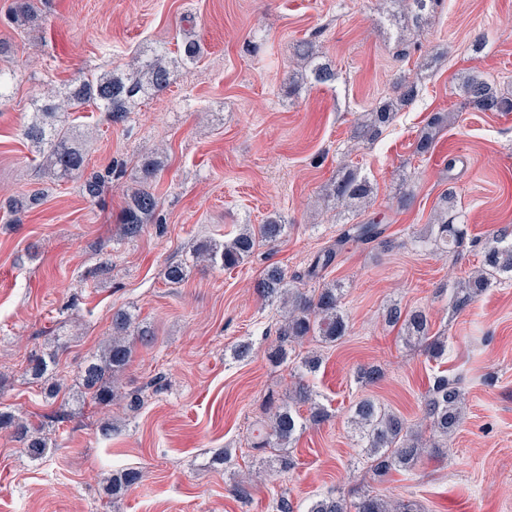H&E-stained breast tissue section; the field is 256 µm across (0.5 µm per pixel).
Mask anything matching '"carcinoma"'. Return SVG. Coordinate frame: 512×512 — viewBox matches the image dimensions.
<instances>
[{"mask_svg": "<svg viewBox=\"0 0 512 512\" xmlns=\"http://www.w3.org/2000/svg\"><path fill=\"white\" fill-rule=\"evenodd\" d=\"M401 4L403 16L412 20V26L421 28L423 15L440 0H396ZM13 13L17 20L31 23L35 19L31 0H15ZM199 45L185 42L177 56L167 49H156L150 56H136L125 70L79 76L66 84L61 99L38 106L23 135L41 158L44 176L50 179H67L74 175L83 177L82 191L86 197H101L112 171L105 174H85V156L77 143V130L69 122L74 112L95 107L108 113L110 121L122 123L128 117L137 99L146 94L165 91L170 83L172 70L181 64L198 59ZM295 54L307 62L313 81L325 84L336 79L335 72L321 62V55L314 44L303 41L297 44ZM467 104L477 112H512V97L498 91L479 74L468 76L463 83ZM419 96L418 85L403 76L393 85V95L381 98L363 115L354 129V138L373 142L393 122L397 112L413 104ZM448 116L432 113L417 140L416 153L425 156L433 153L436 136L445 126ZM162 161L153 159L143 165L136 188L127 194L119 223L127 239L139 236L145 226L153 222L158 198L151 186L160 170ZM330 195L345 206L355 208L373 195L372 182L358 169L345 167L330 184ZM444 205L438 209L437 221L428 225L425 234L416 237L421 247H431L441 252H451L463 244L466 232L454 213L453 196L444 194ZM287 224L281 217H272L264 224L250 226L227 240H207L193 251V263L207 262L223 268H235L247 261L261 244L274 245L286 233ZM385 227L378 221L347 224L336 238V249H328L317 256L307 270L314 278L332 264L350 243H371L383 240ZM482 267L452 288L450 305L455 312L468 308L489 288L506 279L512 280V234L496 232L482 244ZM261 296L267 301L280 300L288 310L278 328L279 344L271 352L276 364L288 361V347L298 340L312 336L324 344H334L346 336L348 322L341 307V292L336 284H328L312 292L288 284L284 271L279 267L267 269L257 283ZM384 320L391 326H400L405 340L424 346L427 356L440 358L446 347L441 336L431 335L427 312L421 308L404 310L398 305L386 308ZM153 336L151 330L137 323L134 315L126 310L112 314L108 341L98 350L89 353L80 367L81 395L100 406H109L117 396V380L131 361L135 341L146 342ZM57 366V354L48 353L32 359L27 373L35 380H49ZM320 366V358L307 355L300 360L296 374L298 382L290 400L278 405L268 403V417L254 424L252 449L260 453L259 468L269 476L288 473L295 466L290 446L306 428L296 410L298 404H309L311 418L321 421L327 413L315 401L304 377ZM465 396L455 383L445 375L436 377L424 400L423 420L428 437L408 426L399 414L370 399H362L352 409L349 423L359 437V447L371 459L375 475L392 471H411L426 454H441L453 434L462 424ZM0 428L11 431L12 437L22 445L25 455L33 461L45 458L51 439L44 428L8 412L0 411ZM142 479L141 471L128 468L112 475V495L117 496ZM306 512H420V505L413 501H391L379 495L362 493L354 498L344 493L330 492L313 499Z\"/></svg>", "mask_w": 512, "mask_h": 512, "instance_id": "cac0c4a2", "label": "carcinoma"}]
</instances>
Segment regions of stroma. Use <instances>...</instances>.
I'll return each mask as SVG.
<instances>
[{"instance_id":"35a3bbf8","label":"stroma","mask_w":512,"mask_h":512,"mask_svg":"<svg viewBox=\"0 0 512 512\" xmlns=\"http://www.w3.org/2000/svg\"><path fill=\"white\" fill-rule=\"evenodd\" d=\"M12 4L0 0V68L10 78L0 103V411L43 423L57 446L33 462L0 429V512H273L281 496L304 504L331 489L413 500L424 512H512V280L460 313L446 292L478 269L479 240L512 229V112L474 111L459 94L474 71L512 92V0H440L414 35L381 0H35L39 20L25 29ZM189 40L199 59L175 69L165 92L139 99L126 122L99 111L80 118L87 171L112 174L100 199L84 196L81 179L39 172L23 135L35 104L77 73L123 68L136 53L159 44L174 52ZM302 40L319 47L335 82L291 91ZM401 75L418 84L417 100L374 143L354 142L360 115ZM435 112L451 121L422 157L415 142ZM151 156L164 161L157 221L129 240L117 218ZM346 165L374 183L366 215L384 219L390 245H347L310 279L314 256L358 221L325 194ZM407 188L412 203L398 208ZM449 189L466 241L448 255L415 247ZM34 191L38 206L7 209L8 198ZM274 216L288 226L277 244L235 269L199 265L185 283H167V265L199 242ZM105 263L109 273L99 274ZM271 266L309 291L341 282L349 333L329 348L312 338L293 344L291 356L321 357L306 381L329 417L294 443L296 468L253 481L244 504L231 486L256 466L251 426L296 382L293 364L268 359L282 310L255 285ZM394 302L426 309L433 334L448 339L441 358L385 324ZM120 308L155 333L120 377L124 396L142 392L143 406L130 411L124 397L107 408L46 401L25 374L30 357L56 349L58 379L73 396L82 361ZM242 343L251 350L239 359ZM362 365L383 379L357 382ZM439 373L466 397L447 456L424 457L411 475L373 476L351 406L371 397L420 427ZM227 448L230 464H215ZM123 468L143 479L111 498L105 481Z\"/></svg>"}]
</instances>
